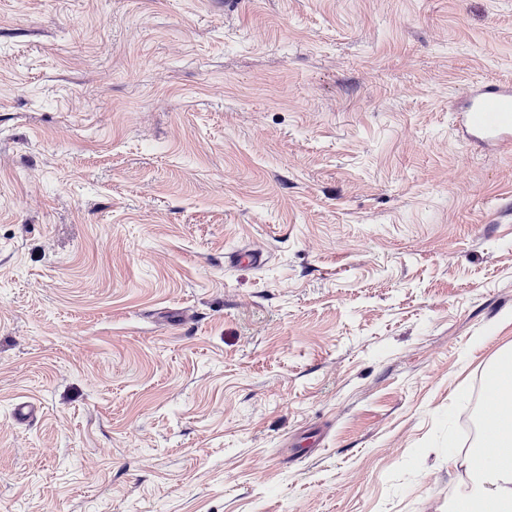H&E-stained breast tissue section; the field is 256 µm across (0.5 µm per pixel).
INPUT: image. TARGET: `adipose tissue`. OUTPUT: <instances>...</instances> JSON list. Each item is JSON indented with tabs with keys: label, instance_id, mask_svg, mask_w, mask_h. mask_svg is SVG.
<instances>
[{
	"label": "adipose tissue",
	"instance_id": "1",
	"mask_svg": "<svg viewBox=\"0 0 512 512\" xmlns=\"http://www.w3.org/2000/svg\"><path fill=\"white\" fill-rule=\"evenodd\" d=\"M511 387V368L489 372L487 400L494 413L483 424L488 449L478 452L466 497L452 512H512V406L502 403Z\"/></svg>",
	"mask_w": 512,
	"mask_h": 512
}]
</instances>
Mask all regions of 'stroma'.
I'll list each match as a JSON object with an SVG mask.
<instances>
[{"label": "stroma", "instance_id": "35a3bbf8", "mask_svg": "<svg viewBox=\"0 0 512 512\" xmlns=\"http://www.w3.org/2000/svg\"><path fill=\"white\" fill-rule=\"evenodd\" d=\"M492 80L512 0H0V512H448L512 353ZM468 105L460 112L463 136L499 149L512 146V85L489 84L481 89L467 87L463 93Z\"/></svg>", "mask_w": 512, "mask_h": 512}]
</instances>
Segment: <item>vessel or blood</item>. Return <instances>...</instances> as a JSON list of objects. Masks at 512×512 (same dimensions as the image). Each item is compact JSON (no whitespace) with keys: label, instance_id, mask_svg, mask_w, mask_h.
<instances>
[{"label":"vessel or blood","instance_id":"b4317fda","mask_svg":"<svg viewBox=\"0 0 512 512\" xmlns=\"http://www.w3.org/2000/svg\"><path fill=\"white\" fill-rule=\"evenodd\" d=\"M467 108L459 114V125L466 139L491 143L498 148L512 147V84H490L464 92Z\"/></svg>","mask_w":512,"mask_h":512}]
</instances>
